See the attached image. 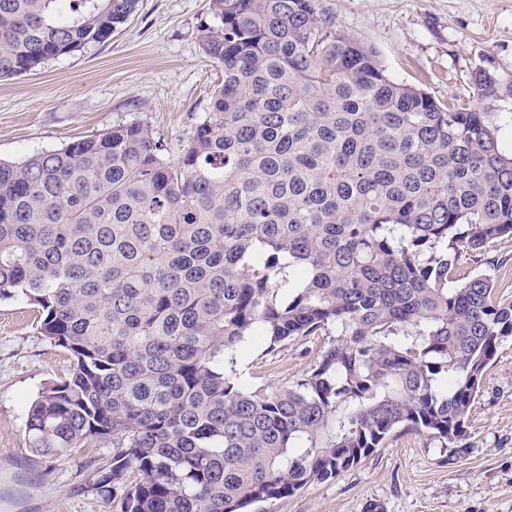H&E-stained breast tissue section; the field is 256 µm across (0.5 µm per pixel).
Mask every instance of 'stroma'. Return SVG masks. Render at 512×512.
<instances>
[{
  "label": "stroma",
  "instance_id": "stroma-1",
  "mask_svg": "<svg viewBox=\"0 0 512 512\" xmlns=\"http://www.w3.org/2000/svg\"><path fill=\"white\" fill-rule=\"evenodd\" d=\"M337 28L373 46L396 81L439 100L469 98L484 67L503 92L491 109L512 113V0H323ZM208 0H141L106 42L0 79V159L61 148L118 123L143 121L179 146L221 74L198 30ZM461 274L489 272L512 296V239L462 253ZM329 337L313 336L268 355L244 346L247 385L287 384L318 360ZM68 360L36 330L20 299H0V512H120L78 493L91 474L86 453L40 459L25 436V409ZM255 512H512V338L488 368L459 447L397 431L383 448L335 479L256 505Z\"/></svg>",
  "mask_w": 512,
  "mask_h": 512
}]
</instances>
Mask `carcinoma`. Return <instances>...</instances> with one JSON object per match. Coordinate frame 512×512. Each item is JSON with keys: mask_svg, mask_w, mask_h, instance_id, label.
<instances>
[{"mask_svg": "<svg viewBox=\"0 0 512 512\" xmlns=\"http://www.w3.org/2000/svg\"><path fill=\"white\" fill-rule=\"evenodd\" d=\"M140 0H0V78L105 42ZM321 0H209L223 71L179 146L117 124L0 160V298L71 360L27 405L36 457L107 442L82 490L120 512H250L399 431L464 439L512 300L460 251L512 235V150L482 104L392 79ZM336 331L288 385L242 384ZM330 335L311 336L288 344V347L274 355H265L262 353L263 348L251 342L246 343L238 364L242 382L247 385L292 382L315 364L320 351L336 337V332L333 330Z\"/></svg>", "mask_w": 512, "mask_h": 512, "instance_id": "carcinoma-1", "label": "carcinoma"}]
</instances>
